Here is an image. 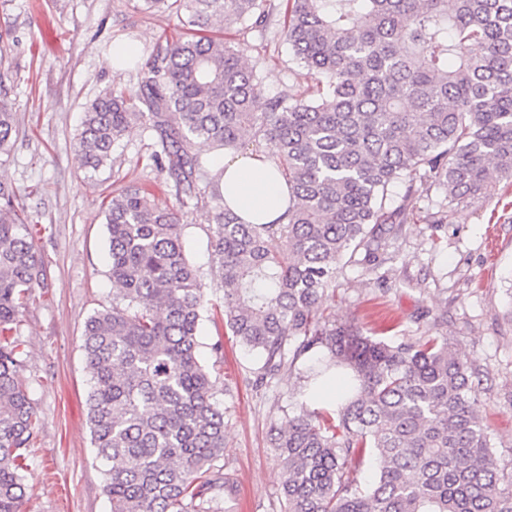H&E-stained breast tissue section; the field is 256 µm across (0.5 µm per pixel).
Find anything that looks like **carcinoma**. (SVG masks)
I'll return each instance as SVG.
<instances>
[{"instance_id":"obj_1","label":"carcinoma","mask_w":512,"mask_h":512,"mask_svg":"<svg viewBox=\"0 0 512 512\" xmlns=\"http://www.w3.org/2000/svg\"><path fill=\"white\" fill-rule=\"evenodd\" d=\"M173 12L191 36L166 42L139 71L86 106L76 151L96 172L136 121L148 160L177 201L201 196L194 147L240 148L251 133L288 184L286 213L250 224L208 182L223 304L207 308L204 276L184 253L177 212L137 187L105 207L112 306L85 325L88 421L112 512H217L230 474L224 407L199 352L203 314L257 351L256 382L309 362L303 394L339 369L334 408L296 403L270 423L283 472L280 512H512V481L492 452L467 367L448 338L374 339L327 324L320 306L340 263L413 214L425 185L475 202L512 183V0H286L282 33L315 87L261 99L256 69L204 31L219 19L269 20L265 0H139ZM14 112L0 94V156ZM406 186L391 207V189ZM12 184L0 181V512H21L39 423L22 378L21 327L44 277ZM283 242L285 251L270 246ZM370 458L373 480L356 467Z\"/></svg>"}]
</instances>
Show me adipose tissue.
I'll return each mask as SVG.
<instances>
[{"mask_svg":"<svg viewBox=\"0 0 512 512\" xmlns=\"http://www.w3.org/2000/svg\"><path fill=\"white\" fill-rule=\"evenodd\" d=\"M220 167V191L237 215L269 224L287 209L288 189L270 161L247 153L224 159Z\"/></svg>","mask_w":512,"mask_h":512,"instance_id":"1","label":"adipose tissue"}]
</instances>
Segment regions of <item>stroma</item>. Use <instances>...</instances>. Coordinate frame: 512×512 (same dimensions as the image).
<instances>
[{"label":"stroma","instance_id":"stroma-1","mask_svg":"<svg viewBox=\"0 0 512 512\" xmlns=\"http://www.w3.org/2000/svg\"><path fill=\"white\" fill-rule=\"evenodd\" d=\"M214 35L237 44L254 65L262 98H294L312 84L282 33L280 15L266 28L214 22ZM176 15L141 11L137 0H0V89L15 112L17 134L0 157V180L12 183L45 267L24 313L22 373L40 421L29 460L23 512H111L105 476L91 444L86 396L91 374L84 326L111 306L104 207L128 185L176 209L190 262L211 264L214 210L204 197L179 205L166 172L149 165V122L133 126L107 166L85 171L75 148L86 105L106 88L135 89L154 48L182 36ZM135 49V63L107 64L116 45ZM331 323L397 341L446 336L472 380L481 416L506 473H512V186L492 199L447 208L444 223L419 217L403 224L378 251L344 260L322 302ZM204 346L217 399L225 410L224 446L233 478L230 512H280L281 466L270 444V421L292 410L306 365L297 362L269 385H255L260 360L228 329L204 323Z\"/></svg>","mask_w":512,"mask_h":512}]
</instances>
